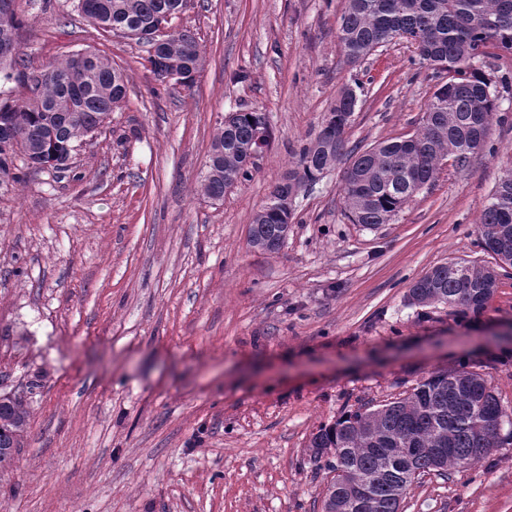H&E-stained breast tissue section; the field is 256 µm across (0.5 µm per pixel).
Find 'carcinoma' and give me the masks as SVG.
<instances>
[{
  "label": "carcinoma",
  "mask_w": 512,
  "mask_h": 512,
  "mask_svg": "<svg viewBox=\"0 0 512 512\" xmlns=\"http://www.w3.org/2000/svg\"><path fill=\"white\" fill-rule=\"evenodd\" d=\"M185 0H77V9L106 31L148 32L162 14ZM21 27L14 0H0V47L15 45ZM347 59L355 63L379 43L405 38L424 47L431 65L445 74L426 106L420 128L406 138L347 151L346 127L353 108L333 106L317 136L304 145L294 168L273 186L253 217L249 244L262 253L280 250L291 213L278 206L292 185L315 183L328 166L351 157L344 179V209L354 224L387 223L414 197L415 186L431 183L440 162H459L476 152L482 118L496 117L499 95L492 80L473 67L489 50L512 54V0H344L338 28ZM150 46L149 62L160 83L171 72L191 85L203 63L196 38L183 31ZM19 54L0 62V76L26 81L16 70ZM36 101L0 98V175H12L20 151L34 170L60 169L74 142L94 134L126 96L123 73L98 54L78 66L70 57L49 68ZM259 138L270 142L267 117L241 111L224 117L211 143L200 187L214 201L251 176ZM478 231L485 248L512 266V172L502 178L484 208ZM491 267L450 261L416 280L409 296L418 305L444 304L479 312L496 287ZM506 416L485 377L474 371L438 370L413 391L385 404L363 406L312 435L308 448L327 475L322 512H402L410 489L423 476L470 468L502 447ZM29 403L0 395V470L10 468L27 433Z\"/></svg>",
  "instance_id": "carcinoma-1"
}]
</instances>
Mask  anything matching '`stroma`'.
Here are the masks:
<instances>
[{
	"mask_svg": "<svg viewBox=\"0 0 512 512\" xmlns=\"http://www.w3.org/2000/svg\"><path fill=\"white\" fill-rule=\"evenodd\" d=\"M20 55L41 69L90 49L123 70L109 124L62 170L0 176V392L30 419L0 512H321L308 449L343 414L439 369L483 374L510 421L472 468L428 475L403 512H512V267L477 313L411 304L449 261L493 264L477 231L512 171V56L475 59L502 119L490 150L443 160L389 223H351L342 158L295 198L274 254L248 231L342 89L348 146L411 136L438 76L400 38L349 63L343 0H188L192 85L160 87L148 47L103 31L75 0H15ZM266 114L272 140L223 201L199 191L227 113Z\"/></svg>",
	"mask_w": 512,
	"mask_h": 512,
	"instance_id": "stroma-1",
	"label": "stroma"
}]
</instances>
